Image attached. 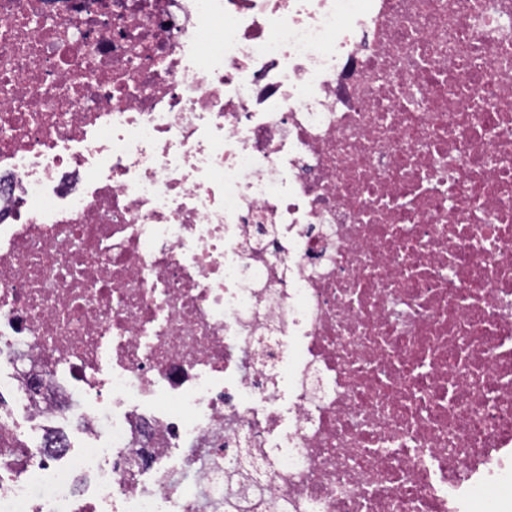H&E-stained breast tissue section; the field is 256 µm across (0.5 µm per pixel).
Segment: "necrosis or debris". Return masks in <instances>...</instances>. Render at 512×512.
Returning <instances> with one entry per match:
<instances>
[{"mask_svg": "<svg viewBox=\"0 0 512 512\" xmlns=\"http://www.w3.org/2000/svg\"><path fill=\"white\" fill-rule=\"evenodd\" d=\"M0 512H512V0H0Z\"/></svg>", "mask_w": 512, "mask_h": 512, "instance_id": "4bbe7bcc", "label": "necrosis or debris"}]
</instances>
